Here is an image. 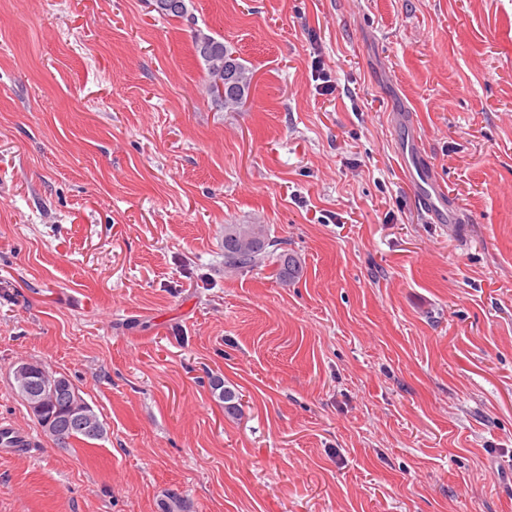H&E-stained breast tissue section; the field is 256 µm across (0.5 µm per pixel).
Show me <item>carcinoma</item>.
Wrapping results in <instances>:
<instances>
[{
  "label": "carcinoma",
  "instance_id": "cac0c4a2",
  "mask_svg": "<svg viewBox=\"0 0 512 512\" xmlns=\"http://www.w3.org/2000/svg\"><path fill=\"white\" fill-rule=\"evenodd\" d=\"M194 50L204 61L208 76V92L215 99L224 103L227 109H235L244 98L245 90L249 88L251 78L246 66L233 57V53L223 42L205 34L197 33ZM232 62L234 81L237 91L233 95H221L218 81L224 79V64ZM281 242L270 236L269 229L264 224H226L224 225V269L250 270L271 262L274 265V275L286 281L296 278L301 273V266L295 255L280 249ZM55 378L66 384L65 398L59 399L46 406L41 414L34 415L39 425L44 421L60 414L76 411L80 421L67 432L53 440L61 446H69L74 442L85 445L92 444L104 437L106 430L103 422L93 407L79 394L71 380L61 374L53 373ZM15 390L25 404H31L30 390L32 379L30 375L14 372ZM213 389L219 391V399L224 402V413L234 417L241 412L239 396L231 389L224 387L221 379L212 382ZM162 512H193L191 504L180 494L174 492L167 496V502L161 504Z\"/></svg>",
  "mask_w": 512,
  "mask_h": 512
}]
</instances>
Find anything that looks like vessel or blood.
<instances>
[{
	"label": "vessel or blood",
	"mask_w": 512,
	"mask_h": 512,
	"mask_svg": "<svg viewBox=\"0 0 512 512\" xmlns=\"http://www.w3.org/2000/svg\"><path fill=\"white\" fill-rule=\"evenodd\" d=\"M402 170L412 178L418 201L427 216L428 222L434 224H457L460 216L450 211L446 195L435 173L424 163L416 140L405 141L397 154Z\"/></svg>",
	"instance_id": "vessel-or-blood-1"
}]
</instances>
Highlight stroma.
Here are the masks:
<instances>
[{
  "instance_id": "stroma-1",
  "label": "stroma",
  "mask_w": 512,
  "mask_h": 512,
  "mask_svg": "<svg viewBox=\"0 0 512 512\" xmlns=\"http://www.w3.org/2000/svg\"><path fill=\"white\" fill-rule=\"evenodd\" d=\"M186 4L0 0V512H512V0ZM410 127L465 223L418 211ZM228 224L300 277L225 270ZM26 361L102 440L43 432ZM194 50L204 61L208 76V92L215 99L224 102V108L235 109L244 98L245 90L249 88L251 78L246 66L233 57V53L224 45V42L205 34L197 33L195 36ZM230 61L233 63L234 81L236 82L237 91L234 95L220 94L218 80H224V64ZM56 379L63 380L66 384L65 398L59 399L46 406L44 411L38 415L34 410L30 411L39 425L48 433L44 421L60 414L71 413L73 408L79 413L80 421L73 425L62 436H52L53 440L61 446H70L73 442L85 445L94 444V441L101 440L105 433V427L93 407L79 394L71 380L61 374L49 370Z\"/></svg>"
}]
</instances>
